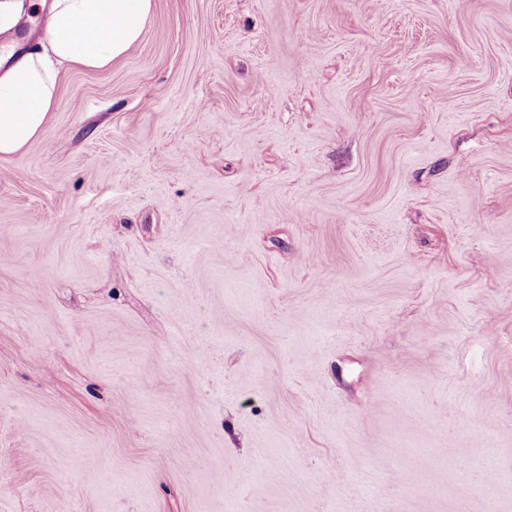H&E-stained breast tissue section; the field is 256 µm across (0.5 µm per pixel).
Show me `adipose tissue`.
Masks as SVG:
<instances>
[{
  "label": "adipose tissue",
  "instance_id": "ef3b65f1",
  "mask_svg": "<svg viewBox=\"0 0 512 512\" xmlns=\"http://www.w3.org/2000/svg\"><path fill=\"white\" fill-rule=\"evenodd\" d=\"M153 0H0V160L27 150L55 107L61 69L100 70L139 40ZM42 19L33 51L9 39L24 13Z\"/></svg>",
  "mask_w": 512,
  "mask_h": 512
}]
</instances>
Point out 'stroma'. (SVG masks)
<instances>
[{"instance_id": "35a3bbf8", "label": "stroma", "mask_w": 512, "mask_h": 512, "mask_svg": "<svg viewBox=\"0 0 512 512\" xmlns=\"http://www.w3.org/2000/svg\"><path fill=\"white\" fill-rule=\"evenodd\" d=\"M0 512H512V0H154L62 70Z\"/></svg>"}]
</instances>
